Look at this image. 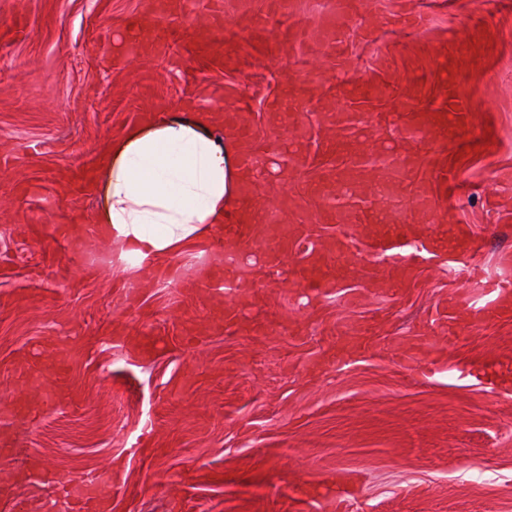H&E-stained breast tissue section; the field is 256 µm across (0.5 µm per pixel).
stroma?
I'll list each match as a JSON object with an SVG mask.
<instances>
[{
    "instance_id": "obj_1",
    "label": "stroma",
    "mask_w": 512,
    "mask_h": 512,
    "mask_svg": "<svg viewBox=\"0 0 512 512\" xmlns=\"http://www.w3.org/2000/svg\"><path fill=\"white\" fill-rule=\"evenodd\" d=\"M152 2L0 0V512H81L69 488L106 471V512H179L183 496L194 512H297L298 483L339 481L343 502L309 512H512V316L472 325L448 308L463 278L376 263L361 240L339 291L305 286L312 256L336 243L317 187L336 172L341 112L370 121L363 155L415 156L405 225L467 227L488 270L512 249V184L498 180L512 170V0H413L432 17L419 35L386 24L398 0H350L340 46L317 60L308 48L335 0H299L284 22L269 0L239 18L197 0L160 23L161 47L130 49L131 27L157 21ZM201 28L230 50L204 72L189 51ZM351 72L383 94L351 103L338 85ZM287 91L311 104L272 125ZM451 91L474 117L457 143L402 137V120ZM152 108L250 127L267 175L248 202L279 207L288 227L278 268L247 239L245 288L195 287L220 228L151 266L113 265L103 238L90 271L65 247L60 231L103 204L100 155ZM225 308L234 322L214 324ZM38 355L62 358L68 397L29 376ZM488 358L503 377L492 392L458 372ZM32 397L47 409L11 414Z\"/></svg>"
}]
</instances>
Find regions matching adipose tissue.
Masks as SVG:
<instances>
[{"label":"adipose tissue","mask_w":512,"mask_h":512,"mask_svg":"<svg viewBox=\"0 0 512 512\" xmlns=\"http://www.w3.org/2000/svg\"><path fill=\"white\" fill-rule=\"evenodd\" d=\"M199 119L145 114L114 136L99 159L105 203L85 235L107 233L112 253L126 262L176 255L212 235L225 211L239 207V186L249 178L234 136L215 139Z\"/></svg>","instance_id":"1"}]
</instances>
